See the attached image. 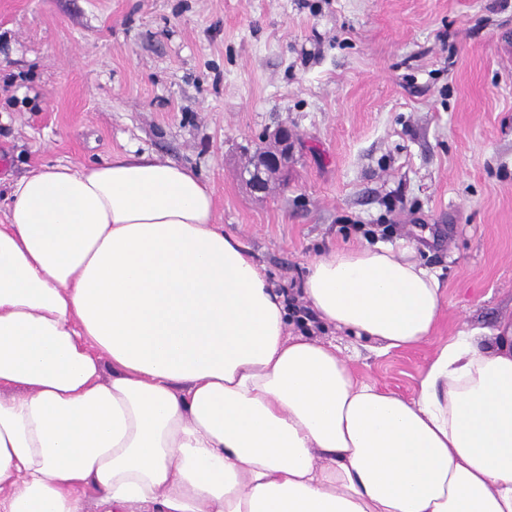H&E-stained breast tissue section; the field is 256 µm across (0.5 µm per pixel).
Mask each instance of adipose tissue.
Wrapping results in <instances>:
<instances>
[{
  "label": "adipose tissue",
  "instance_id": "obj_1",
  "mask_svg": "<svg viewBox=\"0 0 512 512\" xmlns=\"http://www.w3.org/2000/svg\"><path fill=\"white\" fill-rule=\"evenodd\" d=\"M8 200L0 512H512V327L460 332L405 398L289 335L285 291L193 171L117 152ZM301 296L389 349L443 306L383 244L313 259Z\"/></svg>",
  "mask_w": 512,
  "mask_h": 512
}]
</instances>
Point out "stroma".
I'll return each instance as SVG.
<instances>
[{
  "instance_id": "1",
  "label": "stroma",
  "mask_w": 512,
  "mask_h": 512,
  "mask_svg": "<svg viewBox=\"0 0 512 512\" xmlns=\"http://www.w3.org/2000/svg\"><path fill=\"white\" fill-rule=\"evenodd\" d=\"M280 122L299 152L251 193L243 148ZM130 148L208 179L277 285L414 246L428 341L311 331L357 377L412 397L439 346L512 323V0H0V220L30 170Z\"/></svg>"
}]
</instances>
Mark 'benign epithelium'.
Masks as SVG:
<instances>
[{
    "label": "benign epithelium",
    "mask_w": 512,
    "mask_h": 512,
    "mask_svg": "<svg viewBox=\"0 0 512 512\" xmlns=\"http://www.w3.org/2000/svg\"><path fill=\"white\" fill-rule=\"evenodd\" d=\"M263 143L272 144V149L268 151L257 144L252 145L250 169L245 179L255 194L267 192L271 180L288 170V163L295 157L299 145L298 138L286 122L265 134Z\"/></svg>",
    "instance_id": "obj_1"
}]
</instances>
